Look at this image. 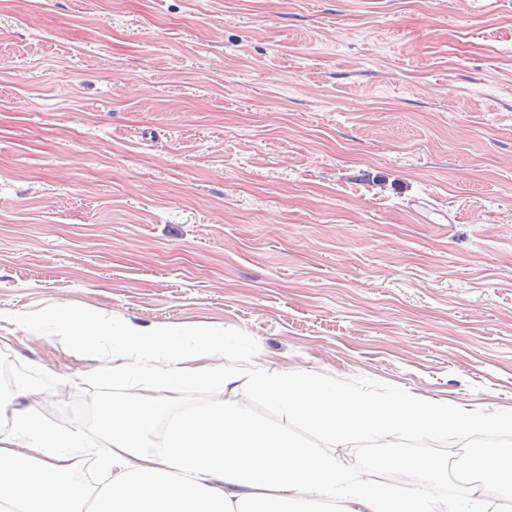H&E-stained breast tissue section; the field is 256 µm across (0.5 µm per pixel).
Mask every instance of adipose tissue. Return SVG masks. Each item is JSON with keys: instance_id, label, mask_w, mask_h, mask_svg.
Returning <instances> with one entry per match:
<instances>
[{"instance_id": "ef3b65f1", "label": "adipose tissue", "mask_w": 512, "mask_h": 512, "mask_svg": "<svg viewBox=\"0 0 512 512\" xmlns=\"http://www.w3.org/2000/svg\"><path fill=\"white\" fill-rule=\"evenodd\" d=\"M15 331L55 335L66 355H104L97 374L108 385L142 378L178 398L210 385L234 389L240 371L222 334L203 325L149 329L86 312L41 318L16 314ZM254 392L276 405L284 423L271 427L234 398L169 413L166 400L145 395L122 404L104 401L96 426L106 454L81 431H61L37 413L0 398V512H305L336 503L340 512H461L460 505L419 493L396 496L383 484L361 480L337 454L356 438L385 442L397 432L462 436L512 435V411L484 413L409 392L374 395L308 371L249 370ZM315 427L327 449L294 439L293 421ZM97 458L102 484L92 488L79 462ZM371 467L406 471L423 485L447 475L439 457L407 460L377 456ZM477 483L465 502L482 503L495 488L512 503L499 448H484Z\"/></svg>"}]
</instances>
